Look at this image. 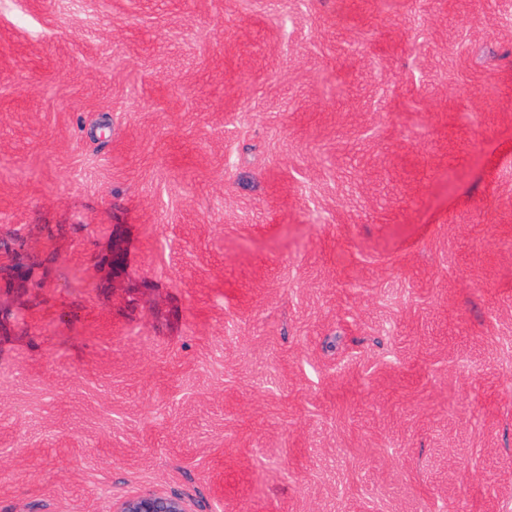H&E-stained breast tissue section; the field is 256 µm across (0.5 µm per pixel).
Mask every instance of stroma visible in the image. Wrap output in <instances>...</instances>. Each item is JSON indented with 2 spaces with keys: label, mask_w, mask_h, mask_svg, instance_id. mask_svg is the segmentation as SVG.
I'll return each mask as SVG.
<instances>
[{
  "label": "stroma",
  "mask_w": 512,
  "mask_h": 512,
  "mask_svg": "<svg viewBox=\"0 0 512 512\" xmlns=\"http://www.w3.org/2000/svg\"><path fill=\"white\" fill-rule=\"evenodd\" d=\"M4 160L0 512H512V0H0ZM114 512H189L184 503L164 494H148L121 501Z\"/></svg>",
  "instance_id": "obj_1"
}]
</instances>
